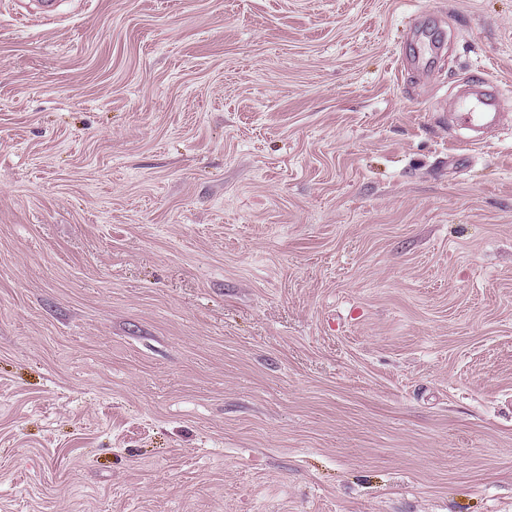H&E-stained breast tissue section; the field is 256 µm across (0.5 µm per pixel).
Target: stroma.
<instances>
[{
	"label": "stroma",
	"instance_id": "stroma-1",
	"mask_svg": "<svg viewBox=\"0 0 512 512\" xmlns=\"http://www.w3.org/2000/svg\"><path fill=\"white\" fill-rule=\"evenodd\" d=\"M38 12L0 0V512H512V0Z\"/></svg>",
	"mask_w": 512,
	"mask_h": 512
}]
</instances>
